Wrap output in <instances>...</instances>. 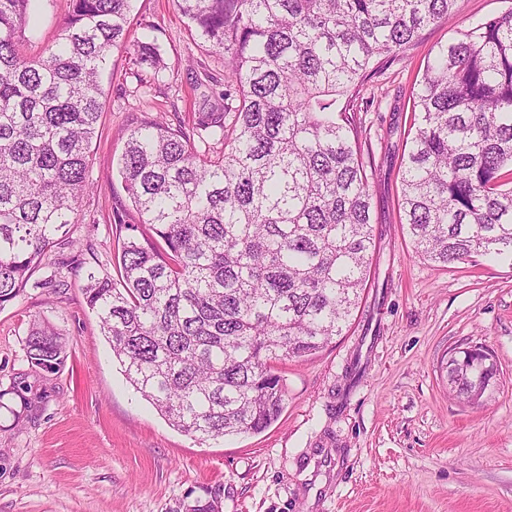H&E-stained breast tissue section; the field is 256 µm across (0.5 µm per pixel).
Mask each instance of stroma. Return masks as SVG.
<instances>
[{
	"mask_svg": "<svg viewBox=\"0 0 512 512\" xmlns=\"http://www.w3.org/2000/svg\"><path fill=\"white\" fill-rule=\"evenodd\" d=\"M70 0H37L28 48L54 44ZM512 0H456L363 88L358 113L370 163L375 253L346 332L276 365L287 393L257 434L199 442L174 429L126 380L82 279L42 266L0 308V512H512V266L480 258L444 267L418 256L399 222L401 160L414 132L413 94L438 44ZM126 48L103 75L105 110L92 144L96 189L70 235L92 266L117 273L119 239L136 223L117 170L129 127L145 117L192 123L217 105L224 62L192 40L173 0H135ZM151 43L159 74H138ZM64 336L55 371L32 369L34 317ZM482 346L498 373L475 405L448 390L451 349ZM35 402L26 411V402Z\"/></svg>",
	"mask_w": 512,
	"mask_h": 512,
	"instance_id": "35a3bbf8",
	"label": "stroma"
}]
</instances>
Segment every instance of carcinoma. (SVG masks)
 <instances>
[{"label": "carcinoma", "instance_id": "cac0c4a2", "mask_svg": "<svg viewBox=\"0 0 512 512\" xmlns=\"http://www.w3.org/2000/svg\"><path fill=\"white\" fill-rule=\"evenodd\" d=\"M34 0H0V307L20 297L74 223L104 112L101 75L125 44L134 0H71L55 45L24 52ZM195 43L224 60L223 111L190 129L130 130L119 173L138 223L117 279L80 244L59 263L128 382L198 441L260 433L286 398L274 363L302 361L346 330L370 279L372 204L355 120L387 58L453 15L455 0H175ZM157 72L152 44L136 51ZM400 223L448 265H512V9L437 46L413 96ZM224 150L199 152L195 140ZM31 366L66 344L35 320ZM497 375L450 352L448 386L479 402Z\"/></svg>", "mask_w": 512, "mask_h": 512}]
</instances>
